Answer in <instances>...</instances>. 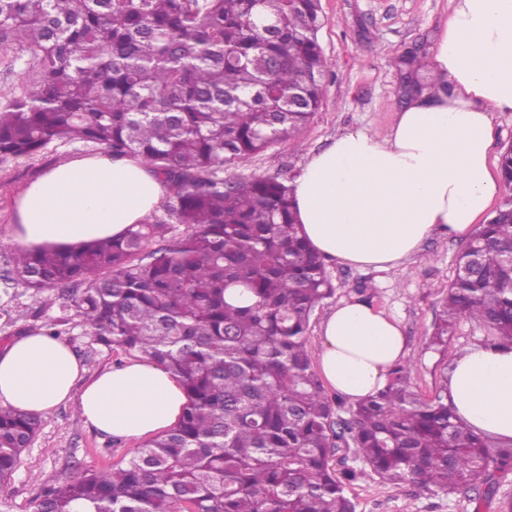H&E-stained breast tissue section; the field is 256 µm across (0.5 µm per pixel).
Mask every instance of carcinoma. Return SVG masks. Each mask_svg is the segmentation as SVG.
<instances>
[{
	"label": "carcinoma",
	"instance_id": "1",
	"mask_svg": "<svg viewBox=\"0 0 512 512\" xmlns=\"http://www.w3.org/2000/svg\"><path fill=\"white\" fill-rule=\"evenodd\" d=\"M320 0H0V42L21 43L39 80L0 104V161L78 140L137 156L164 179L169 219L87 247L19 249L10 279L54 292L97 344L148 356L182 382L179 421L122 465L44 485L32 512H355L347 487L370 474L398 488L493 492L512 441L455 420L448 374L429 398L411 363L346 404L311 367L306 333L334 293L306 242L292 186L224 180V167L300 135L331 64ZM508 189L457 258L430 347L462 321L512 344V145ZM40 416L0 406V482L20 465ZM342 448L361 466L333 467Z\"/></svg>",
	"mask_w": 512,
	"mask_h": 512
}]
</instances>
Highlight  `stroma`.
Instances as JSON below:
<instances>
[{"label": "stroma", "mask_w": 512, "mask_h": 512, "mask_svg": "<svg viewBox=\"0 0 512 512\" xmlns=\"http://www.w3.org/2000/svg\"><path fill=\"white\" fill-rule=\"evenodd\" d=\"M323 25L320 45L331 63L324 100L299 137L282 141L267 152L225 167L234 181L277 175L295 179L309 154L329 146L338 133L362 130L382 137L406 97L400 56L422 50L431 55L449 0H321ZM38 76L31 54L17 42L0 45V92L21 96ZM95 146L57 141L33 159L0 162V348L21 334L38 330L59 310L50 293L5 281L6 262L17 247L13 238L17 195L54 165L76 156L97 154ZM462 237L435 235L405 266L391 270L361 269L330 261L335 286L310 319L309 350H317L322 321L341 301L364 299L395 316L401 323L408 356L414 362L413 390L430 397L448 363L464 349L484 342V328L460 322L448 341L446 354L430 349L433 323L455 274ZM62 339L76 353L82 381L126 362L130 354L119 347L95 343L77 322L65 327ZM42 425L13 477L0 483V504L6 512H32V500L42 485L63 477L73 467L104 470L130 459L138 444L96 431L83 418L78 399L67 400L42 415ZM348 495L356 512H500L504 497H512V474L500 480L495 492L468 494L419 493L396 489L373 476L353 482Z\"/></svg>", "instance_id": "obj_1"}]
</instances>
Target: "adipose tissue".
I'll return each instance as SVG.
<instances>
[{
	"instance_id": "adipose-tissue-1",
	"label": "adipose tissue",
	"mask_w": 512,
	"mask_h": 512,
	"mask_svg": "<svg viewBox=\"0 0 512 512\" xmlns=\"http://www.w3.org/2000/svg\"><path fill=\"white\" fill-rule=\"evenodd\" d=\"M430 70L439 88L409 97L384 137L355 130L311 153L293 182L310 246L341 263L403 265L436 234L471 235L501 186L490 165L493 116L512 112V0H450ZM167 192L137 157L101 153L57 164L16 200L15 239L29 250L120 238ZM407 356L397 320L370 302H340L316 354L327 387L352 402L385 387ZM83 368L63 341L30 333L0 350V405L44 414L78 396L86 422L126 440L172 426L187 398L142 356L79 385ZM447 399L477 433L512 440V346L476 344L448 373Z\"/></svg>"
}]
</instances>
